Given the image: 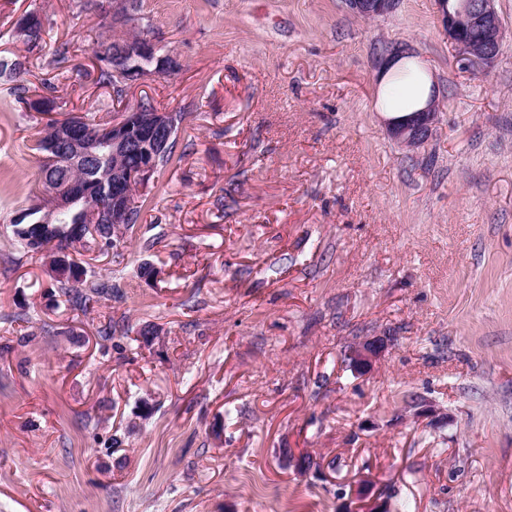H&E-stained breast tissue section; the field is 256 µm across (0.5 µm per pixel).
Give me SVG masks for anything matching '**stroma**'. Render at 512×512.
<instances>
[{"label":"stroma","mask_w":512,"mask_h":512,"mask_svg":"<svg viewBox=\"0 0 512 512\" xmlns=\"http://www.w3.org/2000/svg\"><path fill=\"white\" fill-rule=\"evenodd\" d=\"M140 2L179 67L119 97L84 0H0V56H26L57 112L186 115L132 234L82 253L118 291L84 313L13 238L46 119L0 85V512H355L367 479L388 512H512V0L485 75L434 0L371 20L346 0ZM391 46L440 99L414 149L380 108ZM40 20V16L36 13H27L23 15L17 22L15 28V34L19 38H25L30 32L31 28L34 27L37 21ZM45 27L43 20L37 23V27L31 32L29 38L24 41L27 46L28 53H32L34 50L40 51L44 42Z\"/></svg>","instance_id":"stroma-1"}]
</instances>
